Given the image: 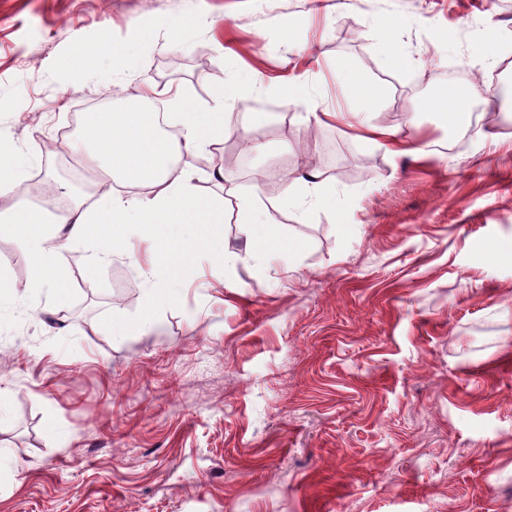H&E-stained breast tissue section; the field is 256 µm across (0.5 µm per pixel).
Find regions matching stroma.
<instances>
[{
  "label": "stroma",
  "mask_w": 512,
  "mask_h": 512,
  "mask_svg": "<svg viewBox=\"0 0 512 512\" xmlns=\"http://www.w3.org/2000/svg\"><path fill=\"white\" fill-rule=\"evenodd\" d=\"M340 65L375 107L344 97ZM450 70L512 120V0H0V146L31 156L2 221L33 179L89 167L79 106L125 107L147 80L206 105L257 80L195 169L233 256L197 246L156 307L171 273L141 233L93 271L64 251L60 297L0 235L18 287L0 301V512H512V133L449 150L432 104ZM308 162L324 205L282 207ZM271 185L286 259L237 222L238 196ZM363 134L359 136L361 140L368 144H375L386 147L387 151L393 155L411 154L417 157H426L428 151L411 140L400 139L397 132L386 127L366 123L361 125Z\"/></svg>",
  "instance_id": "obj_1"
}]
</instances>
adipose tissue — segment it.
<instances>
[{
	"instance_id": "obj_1",
	"label": "adipose tissue",
	"mask_w": 512,
	"mask_h": 512,
	"mask_svg": "<svg viewBox=\"0 0 512 512\" xmlns=\"http://www.w3.org/2000/svg\"><path fill=\"white\" fill-rule=\"evenodd\" d=\"M233 94V87H223L212 105L181 113L174 132L159 130L156 122L134 109H105L88 119L80 136L100 161L104 177L123 189L89 205L74 203L56 228L32 206L20 207L0 225L1 235L14 236L27 251L31 287L66 293L69 281L60 249L81 246L105 259L122 248L130 224L157 239L172 225L189 224L199 239L209 240L224 222V203L198 191L186 159L230 132L231 115L224 103Z\"/></svg>"
}]
</instances>
